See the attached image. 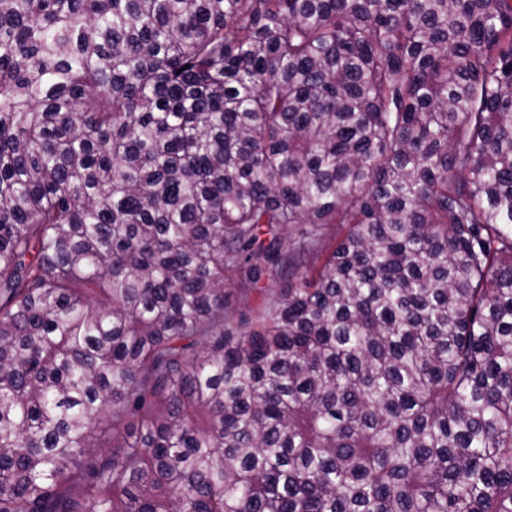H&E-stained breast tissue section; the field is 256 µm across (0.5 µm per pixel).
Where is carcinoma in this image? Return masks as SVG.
Instances as JSON below:
<instances>
[{
	"mask_svg": "<svg viewBox=\"0 0 512 512\" xmlns=\"http://www.w3.org/2000/svg\"><path fill=\"white\" fill-rule=\"evenodd\" d=\"M0 512H512V0H0Z\"/></svg>",
	"mask_w": 512,
	"mask_h": 512,
	"instance_id": "obj_1",
	"label": "carcinoma"
}]
</instances>
